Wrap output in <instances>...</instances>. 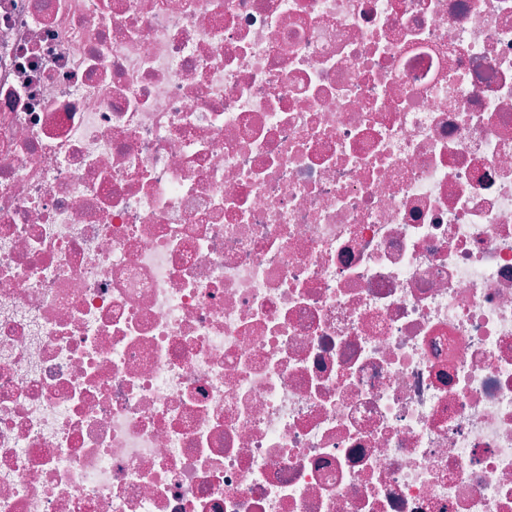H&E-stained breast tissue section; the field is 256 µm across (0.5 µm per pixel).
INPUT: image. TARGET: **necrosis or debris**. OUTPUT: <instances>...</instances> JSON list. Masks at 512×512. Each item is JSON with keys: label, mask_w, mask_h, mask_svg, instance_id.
<instances>
[{"label": "necrosis or debris", "mask_w": 512, "mask_h": 512, "mask_svg": "<svg viewBox=\"0 0 512 512\" xmlns=\"http://www.w3.org/2000/svg\"><path fill=\"white\" fill-rule=\"evenodd\" d=\"M0 512H512V0H0Z\"/></svg>", "instance_id": "obj_1"}]
</instances>
